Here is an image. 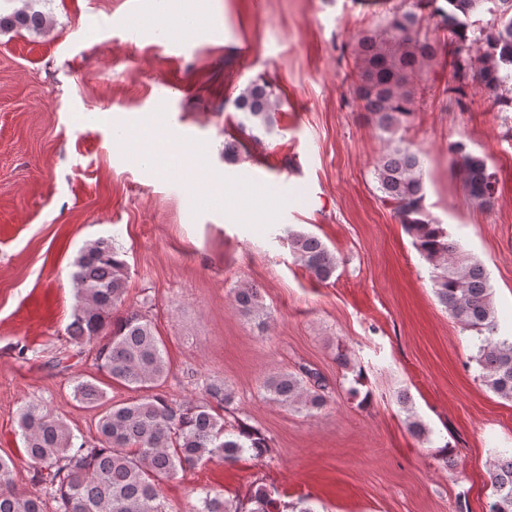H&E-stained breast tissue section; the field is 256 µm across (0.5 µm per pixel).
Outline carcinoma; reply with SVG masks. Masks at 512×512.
Listing matches in <instances>:
<instances>
[{
    "label": "carcinoma",
    "instance_id": "obj_1",
    "mask_svg": "<svg viewBox=\"0 0 512 512\" xmlns=\"http://www.w3.org/2000/svg\"><path fill=\"white\" fill-rule=\"evenodd\" d=\"M34 2L25 0L22 7L0 13V32L46 29L47 17L34 9ZM426 7L441 18L448 32L455 64V84L449 91L456 103L467 107L466 89L475 82L498 111L512 110V0H415L412 9L393 12L383 30L358 42L360 74L351 91L368 121L390 135L375 166L382 201L392 207L414 247L432 265L439 303L463 330L480 337L479 380L499 397L512 400V336L499 335L488 273L443 225L434 222L425 207L420 156L391 138L411 113L409 77L436 54L432 42L418 37L419 11ZM235 107L267 130L276 123L277 104L264 82L249 85L235 99ZM449 153L469 199L477 206L491 205L496 179L486 157L467 150L462 142L452 144ZM288 239L297 261L318 280L327 282L334 276L338 260L320 238L292 232ZM73 267L76 303L68 335L78 343L102 337L95 357L98 370L110 382L145 395L112 404L98 422V444L91 447L75 443L71 427L46 403L25 404L18 426L45 496L20 491L14 462L0 456V512H47L46 496L54 503L52 512H167L161 478L214 457L232 464L246 454L254 458L268 454L269 441L260 431L241 423L225 424L220 410L232 393L224 384L207 381L205 398L182 403L154 392L169 373L164 342L138 309L113 317V311L125 303L128 275L123 251L114 240L87 244ZM233 299L242 316H265L261 294L253 286L235 289ZM324 387L321 376L306 369L276 372L261 382L273 402L308 414L325 405ZM73 396L93 408L104 398V390L94 378L78 380ZM491 475L489 512H512V450L497 452ZM195 512H280V506L260 486L236 501L206 491Z\"/></svg>",
    "mask_w": 512,
    "mask_h": 512
}]
</instances>
